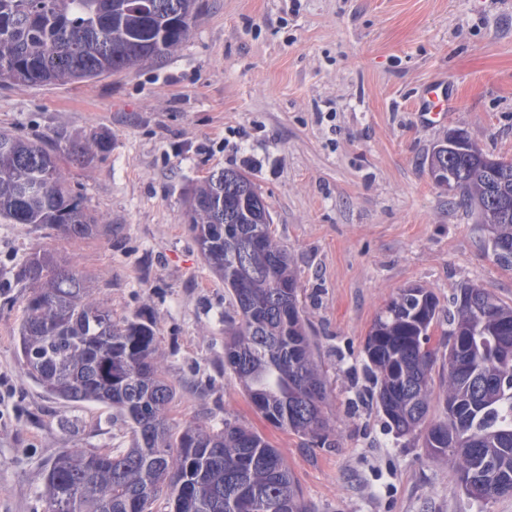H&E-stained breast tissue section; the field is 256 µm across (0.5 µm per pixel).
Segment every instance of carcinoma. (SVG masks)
<instances>
[{"instance_id": "cac0c4a2", "label": "carcinoma", "mask_w": 512, "mask_h": 512, "mask_svg": "<svg viewBox=\"0 0 512 512\" xmlns=\"http://www.w3.org/2000/svg\"><path fill=\"white\" fill-rule=\"evenodd\" d=\"M204 0H0V84L89 83L173 54L203 15ZM108 148L75 141L85 163ZM456 178L457 207H485L498 263L512 267V168L493 156L431 152ZM236 170L218 169L187 197L189 231L224 281V371L273 426L331 448L327 387L317 342L299 302L288 250L271 231L269 205ZM0 220L42 224L69 238L100 232L101 218L68 185L53 146L0 131ZM23 288L21 371L49 396L112 407L131 434L127 448L62 449L45 477L46 512H307L286 458L229 419L220 427L170 422L177 388L157 361V329L144 315L115 319L89 278L52 252L29 254L15 271ZM444 322L449 354L422 337ZM371 394L389 430L418 433L446 457L468 496L485 506L512 495V304L475 285L448 309L421 286L403 288L377 314L364 344ZM439 372L445 416L427 422Z\"/></svg>"}]
</instances>
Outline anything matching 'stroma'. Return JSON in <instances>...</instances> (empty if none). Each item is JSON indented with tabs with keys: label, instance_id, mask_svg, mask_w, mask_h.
Masks as SVG:
<instances>
[{
	"label": "stroma",
	"instance_id": "35a3bbf8",
	"mask_svg": "<svg viewBox=\"0 0 512 512\" xmlns=\"http://www.w3.org/2000/svg\"><path fill=\"white\" fill-rule=\"evenodd\" d=\"M189 39L162 63L90 84L0 86V131L55 142L97 131L105 152L62 169L109 229L60 238L0 222V512H44L46 470L63 448H125L111 408L47 395L19 369V258L52 251L89 274L114 317L144 313L177 384L183 423L231 419L287 458L308 512H512L470 504L447 461L399 437L362 362L378 311L420 284L447 303L478 284L512 304V268L451 204L427 157L460 132L512 158V0H205ZM457 105L421 121L424 90ZM242 171L270 206L300 305L321 351L331 448L305 447L256 413L224 371V283L186 223L187 191Z\"/></svg>",
	"mask_w": 512,
	"mask_h": 512
}]
</instances>
